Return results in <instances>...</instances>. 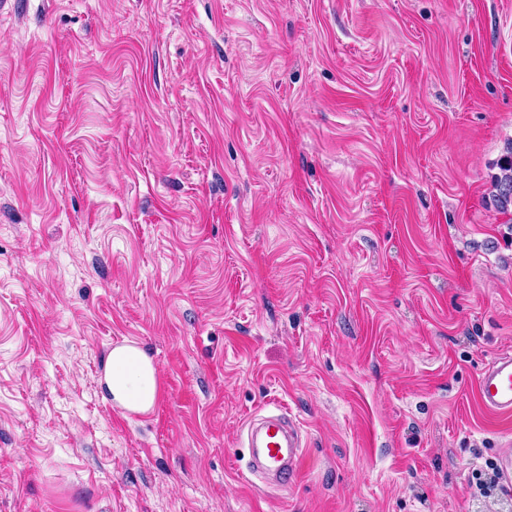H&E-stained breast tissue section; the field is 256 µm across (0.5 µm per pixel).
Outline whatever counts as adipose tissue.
Wrapping results in <instances>:
<instances>
[{
    "instance_id": "ef3b65f1",
    "label": "adipose tissue",
    "mask_w": 512,
    "mask_h": 512,
    "mask_svg": "<svg viewBox=\"0 0 512 512\" xmlns=\"http://www.w3.org/2000/svg\"><path fill=\"white\" fill-rule=\"evenodd\" d=\"M100 386L104 401L127 411L147 413L158 398V370L144 347L125 342L109 351Z\"/></svg>"
}]
</instances>
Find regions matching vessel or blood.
<instances>
[{
	"label": "vessel or blood",
	"mask_w": 512,
	"mask_h": 512,
	"mask_svg": "<svg viewBox=\"0 0 512 512\" xmlns=\"http://www.w3.org/2000/svg\"><path fill=\"white\" fill-rule=\"evenodd\" d=\"M477 398L487 412L512 416V354L496 356L481 370L476 383ZM249 447L254 450L256 472L281 485L294 484L301 474L303 449L299 434L284 415L250 420ZM500 486L512 488V439L503 440L495 456Z\"/></svg>",
	"instance_id": "1"
}]
</instances>
